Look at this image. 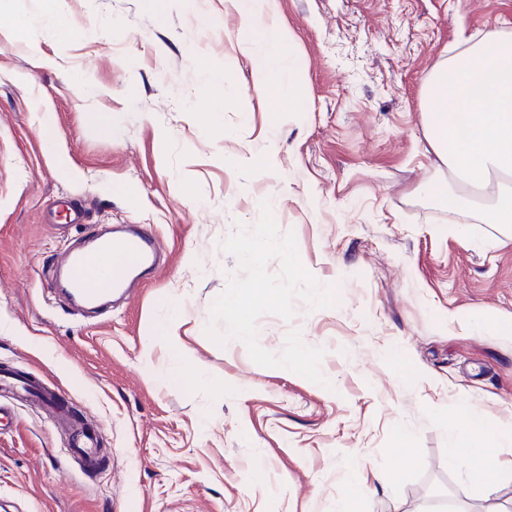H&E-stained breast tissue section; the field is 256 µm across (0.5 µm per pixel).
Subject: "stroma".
Returning a JSON list of instances; mask_svg holds the SVG:
<instances>
[{
  "mask_svg": "<svg viewBox=\"0 0 512 512\" xmlns=\"http://www.w3.org/2000/svg\"><path fill=\"white\" fill-rule=\"evenodd\" d=\"M277 3L305 75L294 116L255 93L224 0L201 25L177 0H65L58 35L53 0H0V366L92 417L103 450L81 474L37 406L0 396V512H336L354 484L364 512H512V445L493 443L485 488L447 464L459 408L512 427V339L469 323L512 317V231L449 223L419 192L437 175L430 75L488 31L512 39V0ZM268 199L340 303L262 315L257 341L277 356L300 330L326 351L320 384L206 334L239 271L220 243ZM127 224L160 238L163 265L76 314L50 289L61 253Z\"/></svg>",
  "mask_w": 512,
  "mask_h": 512,
  "instance_id": "35a3bbf8",
  "label": "stroma"
}]
</instances>
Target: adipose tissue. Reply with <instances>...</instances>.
I'll return each mask as SVG.
<instances>
[{"mask_svg":"<svg viewBox=\"0 0 512 512\" xmlns=\"http://www.w3.org/2000/svg\"><path fill=\"white\" fill-rule=\"evenodd\" d=\"M276 0H224L242 26V52L261 47L256 93L283 110L300 112L304 72L291 52V36L278 18ZM424 127L445 179L427 183L425 195L454 215L478 211L484 224L512 225V40L497 32L449 57L425 90ZM448 465L465 467L478 485L488 484L498 462L489 440L512 444V429L494 427L459 410L452 421Z\"/></svg>","mask_w":512,"mask_h":512,"instance_id":"1","label":"adipose tissue"}]
</instances>
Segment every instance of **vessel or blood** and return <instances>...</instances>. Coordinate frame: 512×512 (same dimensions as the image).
<instances>
[{
    "label": "vessel or blood",
    "instance_id": "1",
    "mask_svg": "<svg viewBox=\"0 0 512 512\" xmlns=\"http://www.w3.org/2000/svg\"><path fill=\"white\" fill-rule=\"evenodd\" d=\"M92 241L94 250H68L60 273L65 292L85 307L100 304L123 271L131 265H138L140 276L151 274L162 251L155 235L144 230L122 235L100 233L94 235ZM0 393H10L43 405L55 424L66 426L68 450L80 471L86 474L97 466L101 449L90 420L72 418L58 393L40 378L2 369Z\"/></svg>",
    "mask_w": 512,
    "mask_h": 512
}]
</instances>
